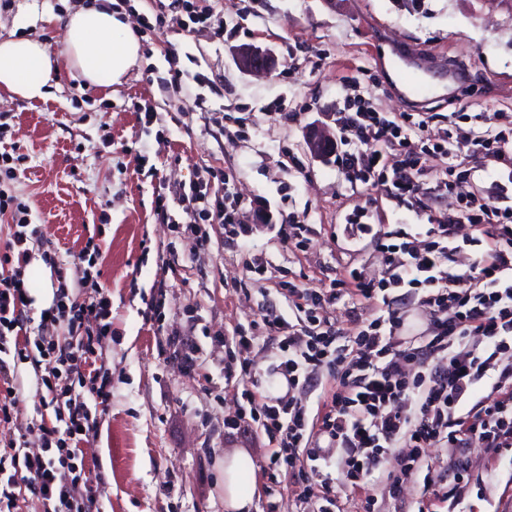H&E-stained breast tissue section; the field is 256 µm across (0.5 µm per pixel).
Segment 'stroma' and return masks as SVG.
<instances>
[{
  "mask_svg": "<svg viewBox=\"0 0 512 512\" xmlns=\"http://www.w3.org/2000/svg\"><path fill=\"white\" fill-rule=\"evenodd\" d=\"M137 35L142 58L112 89L77 73L56 74L40 101L0 100L10 129L0 153L15 156L13 193L30 203L43 251L70 262L87 240L100 245V287L112 299V332L102 341L111 398L97 439L83 445L101 512H224L220 488L226 450L248 449L257 465L253 512H302L284 473L268 474L261 433L227 438L225 418L242 401L238 351L224 339L254 337L249 355L263 372L282 352L255 329L273 311L294 320L291 286L328 287L341 262L368 276L382 261L372 236L352 239L344 217L364 201L333 163L315 157L306 133L335 111L343 86L376 111L512 117V9L474 12L472 0H112ZM212 11L207 23L192 15ZM172 26L147 30L157 13ZM256 45L277 59L266 78L242 73L237 49ZM413 64L432 94L408 96L394 60ZM207 179L210 197L232 184L244 200L267 198L274 231L228 240L216 216L184 233L173 200ZM305 216L312 247L289 248L285 214ZM262 259L264 273L247 264ZM11 423L0 448L21 430L39 451L40 425H55L31 364L19 365ZM442 465L463 459L473 480L463 512H512V448H436ZM341 512H359L365 494L380 512H418L406 488L391 499L385 477L352 488L332 469Z\"/></svg>",
  "mask_w": 512,
  "mask_h": 512,
  "instance_id": "stroma-1",
  "label": "stroma"
}]
</instances>
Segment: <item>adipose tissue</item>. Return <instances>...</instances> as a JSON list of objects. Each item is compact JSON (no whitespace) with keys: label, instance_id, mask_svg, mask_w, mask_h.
Returning <instances> with one entry per match:
<instances>
[{"label":"adipose tissue","instance_id":"obj_1","mask_svg":"<svg viewBox=\"0 0 512 512\" xmlns=\"http://www.w3.org/2000/svg\"><path fill=\"white\" fill-rule=\"evenodd\" d=\"M112 0L81 6L62 20L65 36L51 52L38 36L0 38V97L35 101L61 70L78 72L87 84L122 83L141 58V44L128 22L110 7ZM251 453L236 448L224 455L223 493L226 512H251L256 492Z\"/></svg>","mask_w":512,"mask_h":512}]
</instances>
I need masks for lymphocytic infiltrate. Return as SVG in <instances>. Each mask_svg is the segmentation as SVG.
Listing matches in <instances>:
<instances>
[{
  "mask_svg": "<svg viewBox=\"0 0 512 512\" xmlns=\"http://www.w3.org/2000/svg\"><path fill=\"white\" fill-rule=\"evenodd\" d=\"M463 112L447 116L420 151L412 137L429 130L430 113L403 112L389 116L369 103L355 111L338 112V137L328 155L343 178L375 189L416 215L426 216L424 235L398 232L379 237L383 255L380 278L367 277L363 267H344L330 283V299L344 296L375 301L387 298L388 288L407 289L418 299L426 328L410 333L407 312L386 308L372 319L355 322L346 344L336 342L317 314L320 295L309 288L291 289L303 329L287 330L282 315L262 318L269 330L282 332L283 355L274 371L287 382L286 395H270L261 373L247 356L251 339L234 337L241 356L240 376L247 405L226 419L228 435L260 425L272 452L270 470H284L298 498L313 497L315 489L329 491V469L343 464L352 486H361L376 471H386L389 458L398 468L386 471L388 493L401 496L408 483L420 488L421 500L434 490L421 480L432 462L429 448L512 447V197L487 198L473 193L456 211L426 215L425 199L447 194L459 155L512 159V135L501 129L499 113L470 117L461 131ZM445 161L444 174L430 178L421 158ZM0 215L7 217L9 238L0 252V267L26 261L29 243L37 236L30 209L0 192ZM469 224L472 233L457 243L453 232ZM475 256L465 273L450 271L462 245ZM13 268V266H12ZM55 293L49 321L60 335L36 334L32 343L20 340L31 304L20 268L0 277V418L10 419L18 366L39 355L48 363L42 384L50 397L56 423L42 427L40 452L14 450L0 456V500L12 499L29 487L43 512H100L89 483L81 447L98 435V416L111 395L106 384L85 365L112 327V300L107 289H89L94 275L83 262L54 266ZM339 380L323 403V412L309 420L304 405L322 369ZM491 380L492 402L475 400L483 380Z\"/></svg>",
  "mask_w": 512,
  "mask_h": 512,
  "instance_id": "obj_1",
  "label": "lymphocytic infiltrate"
}]
</instances>
